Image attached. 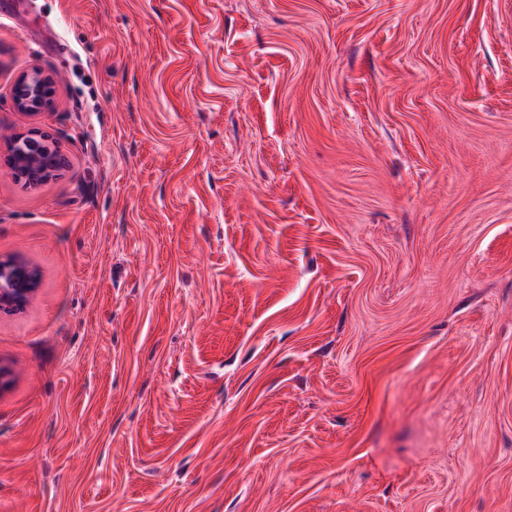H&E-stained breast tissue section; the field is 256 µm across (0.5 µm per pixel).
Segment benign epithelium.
Here are the masks:
<instances>
[{
  "instance_id": "1",
  "label": "benign epithelium",
  "mask_w": 512,
  "mask_h": 512,
  "mask_svg": "<svg viewBox=\"0 0 512 512\" xmlns=\"http://www.w3.org/2000/svg\"><path fill=\"white\" fill-rule=\"evenodd\" d=\"M57 78L38 65L19 73L12 87L15 111L35 117L55 106ZM62 155L54 152L36 126L16 134L7 149V165L22 173L27 186L35 188L60 170ZM40 287V275L28 261L20 256L0 258V310L23 308Z\"/></svg>"
}]
</instances>
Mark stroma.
<instances>
[{"mask_svg":"<svg viewBox=\"0 0 512 512\" xmlns=\"http://www.w3.org/2000/svg\"><path fill=\"white\" fill-rule=\"evenodd\" d=\"M0 255V512H512V0H0ZM57 78L38 65L19 73L12 87V104L15 111L27 117H35L55 106ZM42 135L38 127H28L11 139L7 149L9 169L22 173L21 177L27 180L26 186L31 188H36L61 169L59 161L62 155L58 148L56 154ZM39 287L38 271L24 258H0V310L23 308Z\"/></svg>","mask_w":512,"mask_h":512,"instance_id":"stroma-1","label":"stroma"}]
</instances>
